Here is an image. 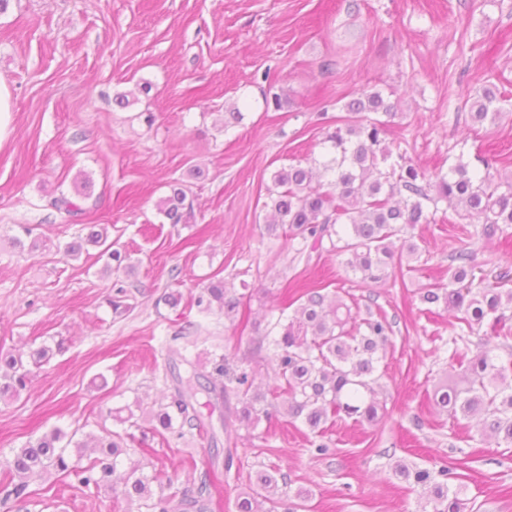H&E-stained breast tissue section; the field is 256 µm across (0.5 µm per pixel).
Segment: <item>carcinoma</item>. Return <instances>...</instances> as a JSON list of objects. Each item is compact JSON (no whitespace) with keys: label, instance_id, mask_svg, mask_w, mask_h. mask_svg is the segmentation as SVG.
I'll list each match as a JSON object with an SVG mask.
<instances>
[{"label":"carcinoma","instance_id":"obj_1","mask_svg":"<svg viewBox=\"0 0 512 512\" xmlns=\"http://www.w3.org/2000/svg\"><path fill=\"white\" fill-rule=\"evenodd\" d=\"M512 97L489 82L476 94L468 95L473 122L492 123L505 111L512 112ZM348 115L336 118V129L322 142L323 160L314 166L290 165L271 175L264 208L269 211L267 232H291L289 241H298L294 258H311L312 253L331 249L343 257L342 264L362 284L381 283L395 272L418 271L412 262L420 250L414 231L420 224L437 223V204L453 206L461 221L480 225L487 240L506 235L512 225V180L502 178L494 164L484 162V171L473 169L459 154L448 165L427 173L405 163V156L383 169L392 157L388 142L391 119L396 106L381 92L361 93L345 104ZM184 185L169 184V192L158 210L170 224H188L194 218L193 203L186 202ZM87 241L105 246L106 269L118 270L127 260L119 249L105 245L107 232L89 225ZM474 252L463 249L450 254L448 283L437 282L427 288L422 300L443 304L457 313L455 320L463 336H472L487 326L504 339L503 350L481 342L473 356L452 350L448 373L434 391L437 407L456 420L479 417L477 432L482 437L512 445V289H500L494 282L475 275ZM296 297L279 309L267 331L252 339L242 354L241 364L229 371L224 358L214 363L208 385L199 384V374L177 377L173 393L151 416L152 430L162 435L202 431L197 395L204 391L208 404L224 402V380L233 383L237 405L232 414L251 425L261 417L281 414L301 421L316 436H323L337 419L373 422L379 403L375 385L392 325L384 313L360 320L351 307L336 295L329 297L322 285H305ZM246 294L226 287L224 279L214 278L187 305L201 313L216 311L236 320ZM293 313H287L290 305ZM273 348L275 369L267 391L253 387L249 366L268 348ZM52 356L42 345L32 352L30 361L11 353H0V398H13L32 381L33 369ZM84 441L76 434L55 428L18 449L7 461L11 476L8 495L17 502L29 499L28 478L35 473H60L78 484L97 489L112 487V477L124 463L121 435L100 437L97 456L80 464ZM394 473L415 491L421 502L419 512H463L464 502L457 476L447 467L437 470L398 461ZM155 477L144 473L141 465L130 466L123 494L143 501L151 512H207L211 476L204 471L197 486L180 495H167L164 487L153 492ZM288 476L259 470L249 490L237 495V512H294L288 507Z\"/></svg>","mask_w":512,"mask_h":512}]
</instances>
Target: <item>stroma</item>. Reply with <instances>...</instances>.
Instances as JSON below:
<instances>
[{"label":"stroma","mask_w":512,"mask_h":512,"mask_svg":"<svg viewBox=\"0 0 512 512\" xmlns=\"http://www.w3.org/2000/svg\"><path fill=\"white\" fill-rule=\"evenodd\" d=\"M500 75L512 81V0H10L0 14V80L12 109L0 142V350L26 358L62 337L68 348L19 397L0 401V470L51 429L108 430L148 473L174 477L175 491L192 488L196 470H216L212 512H235L249 475L263 469L286 473L289 497L304 496L306 512H417V494L392 472L398 460L453 468L465 512H512V446L429 410L454 316L427 314L421 299L428 284L447 281L448 256L462 247L485 272L512 278V241L478 239L462 222L422 226L419 272L367 287L334 253L293 261L285 237L267 233L263 207L272 172L311 164L344 103L363 91L396 103L389 140L416 167L460 154L475 169L494 160L512 173V115L480 125L463 105ZM273 94L280 108H266ZM232 111L243 118L228 129ZM192 168L201 178H189ZM81 177L83 216L52 207ZM174 179L193 203L191 223H166L158 211ZM93 224L130 253L132 274L105 271L97 246L60 253ZM35 238L42 248H31ZM216 275L249 288L247 322L157 303L165 289L188 295ZM298 281L344 289L347 302L392 322L376 422L335 423L320 455L301 422L275 417L249 429L203 395L204 436L112 420V409L166 402L189 371L181 354L208 364L242 354ZM116 283L131 304L121 317L105 302ZM188 320L201 326L197 342L179 336ZM6 484L0 478V512H147L121 489L55 473L31 477L23 504Z\"/></svg>","instance_id":"1"}]
</instances>
